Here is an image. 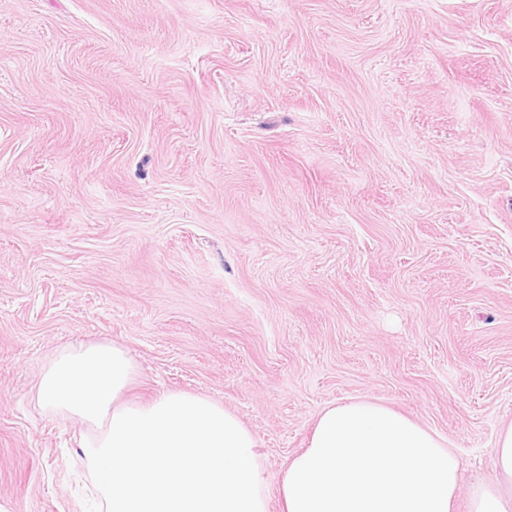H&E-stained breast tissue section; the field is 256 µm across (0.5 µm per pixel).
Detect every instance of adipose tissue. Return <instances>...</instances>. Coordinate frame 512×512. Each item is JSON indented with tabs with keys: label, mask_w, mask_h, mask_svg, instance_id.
<instances>
[{
	"label": "adipose tissue",
	"mask_w": 512,
	"mask_h": 512,
	"mask_svg": "<svg viewBox=\"0 0 512 512\" xmlns=\"http://www.w3.org/2000/svg\"><path fill=\"white\" fill-rule=\"evenodd\" d=\"M494 475L460 484L447 437L387 404L343 400L316 417L306 448L281 476V512H512V423L493 447Z\"/></svg>",
	"instance_id": "ef3b65f1"
}]
</instances>
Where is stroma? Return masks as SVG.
<instances>
[{"instance_id": "35a3bbf8", "label": "stroma", "mask_w": 512, "mask_h": 512, "mask_svg": "<svg viewBox=\"0 0 512 512\" xmlns=\"http://www.w3.org/2000/svg\"><path fill=\"white\" fill-rule=\"evenodd\" d=\"M208 396L272 498L384 402L491 477L512 422V0H0V512H85L59 349Z\"/></svg>"}]
</instances>
